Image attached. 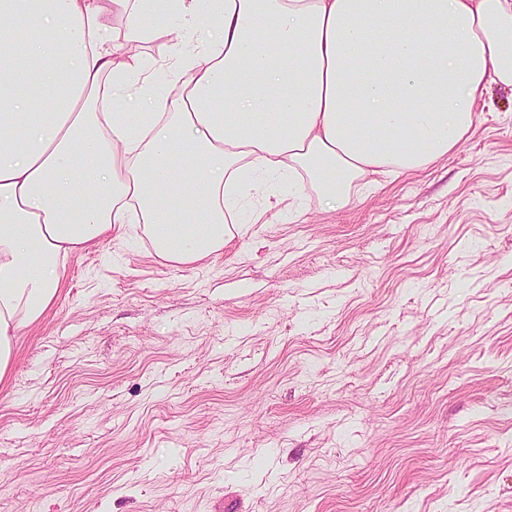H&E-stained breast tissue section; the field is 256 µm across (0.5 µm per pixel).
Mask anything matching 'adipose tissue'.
<instances>
[{
    "mask_svg": "<svg viewBox=\"0 0 512 512\" xmlns=\"http://www.w3.org/2000/svg\"><path fill=\"white\" fill-rule=\"evenodd\" d=\"M0 0V385L66 260L128 224L190 265L249 224L261 172H305L324 207L354 180L417 169L512 88V0ZM217 32L186 48L173 19ZM171 44L173 95L107 111L145 74L109 37Z\"/></svg>",
    "mask_w": 512,
    "mask_h": 512,
    "instance_id": "ef3b65f1",
    "label": "adipose tissue"
}]
</instances>
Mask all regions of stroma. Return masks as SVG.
I'll return each mask as SVG.
<instances>
[{
    "label": "stroma",
    "instance_id": "stroma-1",
    "mask_svg": "<svg viewBox=\"0 0 512 512\" xmlns=\"http://www.w3.org/2000/svg\"><path fill=\"white\" fill-rule=\"evenodd\" d=\"M325 209L308 176L178 266L72 256L0 389V512H512V88Z\"/></svg>",
    "mask_w": 512,
    "mask_h": 512
}]
</instances>
